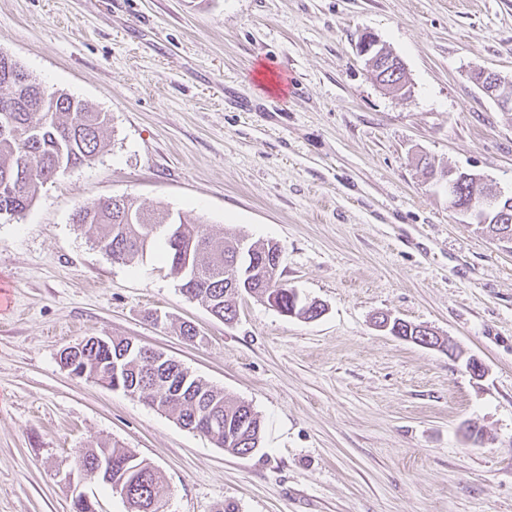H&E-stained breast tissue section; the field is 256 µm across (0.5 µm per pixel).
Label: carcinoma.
Returning a JSON list of instances; mask_svg holds the SVG:
<instances>
[{
	"instance_id": "carcinoma-1",
	"label": "carcinoma",
	"mask_w": 512,
	"mask_h": 512,
	"mask_svg": "<svg viewBox=\"0 0 512 512\" xmlns=\"http://www.w3.org/2000/svg\"><path fill=\"white\" fill-rule=\"evenodd\" d=\"M27 109L0 112V214L20 215L36 199L41 188L60 175L94 161L106 147L108 117L92 110L82 100L64 91H49L30 80ZM74 222L84 230L93 244L118 257L122 264L142 258L163 243L162 258L169 271L180 270L178 256L169 238V226L180 231L186 246L188 270L177 277L181 292L198 303L209 304L211 315L231 323L237 315L235 296L247 293L264 298L274 291L282 307L303 313L306 319L322 314L318 306L301 299L300 294L281 282L280 274L257 278L251 273L252 258H260L275 248L268 242L249 245L253 255H237L241 240L235 236L216 238L207 225L192 222L180 212L167 207L144 208L131 200L104 199L91 207L82 206ZM484 229L492 236L512 230V208L507 202L498 205ZM390 333L405 336L416 332L432 336L433 330L391 320ZM126 338L114 339L107 347L89 351L85 377L112 385L109 365L128 350ZM122 381L130 382L138 396L156 403V407L176 415L183 427L199 425L213 416L222 421L224 431L210 440L224 451L246 456L260 448L262 422L250 404L228 398L218 389L190 374L177 361L154 354L122 361ZM109 454L115 472L126 474L127 512H159L165 496L161 473L147 460L128 448L100 442L91 448L75 451L72 462L93 465L98 457Z\"/></svg>"
}]
</instances>
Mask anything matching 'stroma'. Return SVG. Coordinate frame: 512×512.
Listing matches in <instances>:
<instances>
[{"label": "stroma", "instance_id": "1", "mask_svg": "<svg viewBox=\"0 0 512 512\" xmlns=\"http://www.w3.org/2000/svg\"><path fill=\"white\" fill-rule=\"evenodd\" d=\"M375 35L407 96L357 55ZM0 52L109 118L106 149L0 215V512H72L58 474L108 441L154 464L166 512H512V247L429 183L428 159L512 192V0H0ZM291 74L285 92L257 79ZM126 197L277 243L313 320L242 296L230 324L155 254L121 265L73 221ZM386 313L479 360L390 335ZM194 325L196 342L179 334ZM132 338L252 405L240 457L73 376L61 350ZM476 80L481 91L493 99L499 107L512 110V78L487 69H476Z\"/></svg>", "mask_w": 512, "mask_h": 512}]
</instances>
